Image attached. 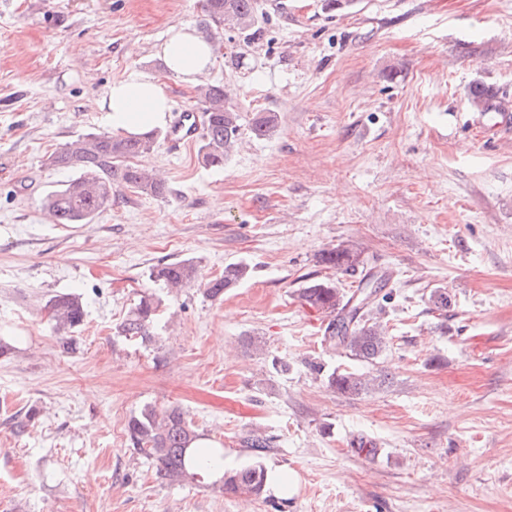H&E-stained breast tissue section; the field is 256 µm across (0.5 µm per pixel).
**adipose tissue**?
Segmentation results:
<instances>
[{"label":"adipose tissue","instance_id":"1","mask_svg":"<svg viewBox=\"0 0 512 512\" xmlns=\"http://www.w3.org/2000/svg\"><path fill=\"white\" fill-rule=\"evenodd\" d=\"M157 53L168 71L190 86L214 62L212 44L186 24L170 27ZM99 107L106 112L114 131L138 135L164 125L170 102L156 75L133 69L108 86Z\"/></svg>","mask_w":512,"mask_h":512}]
</instances>
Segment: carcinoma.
Segmentation results:
<instances>
[{
    "instance_id": "cac0c4a2",
    "label": "carcinoma",
    "mask_w": 512,
    "mask_h": 512,
    "mask_svg": "<svg viewBox=\"0 0 512 512\" xmlns=\"http://www.w3.org/2000/svg\"><path fill=\"white\" fill-rule=\"evenodd\" d=\"M206 25L217 30L228 28L250 35L258 25L256 0H203ZM197 98L203 105L207 130L198 146L202 163L221 167L234 151L239 137L240 115L226 101L222 86L206 83L197 88ZM278 117L274 112H256L251 132L258 139H268L277 131ZM158 136L151 131L139 136L87 133L52 153L47 159L51 168L68 169L77 176L50 192L45 208L58 224H87L98 213L112 206V190L130 187L138 193L162 198L167 193L164 181L131 163V159L149 151ZM318 263L342 274L360 275L357 287L344 289L331 279L310 278L296 290L304 306L327 319L323 341L336 352L365 362L377 359L387 347L385 327L372 317L379 297L384 293L388 278L377 276L367 268L362 253L341 242L322 250ZM250 267L243 262L224 266V273L205 282L204 294L211 300L224 297V291L245 280ZM197 269L189 260L166 264L152 272V278L170 289L186 287L195 282ZM161 301L151 295L142 297L127 313L118 328L127 339L147 341L158 315ZM46 309L55 331L60 335L63 351L76 350V332L83 324L85 305L73 294L51 297ZM386 376L353 371H333L326 376L327 386L339 393L356 396L385 383ZM127 436L133 450L150 461L159 479L168 484L200 481L202 474L224 459L220 448H195L200 439L187 420L184 411L172 406L158 411L150 404L132 415L127 423ZM267 472L256 462L239 469L227 470L222 489L232 493L260 496L264 492Z\"/></svg>"
}]
</instances>
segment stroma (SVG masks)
I'll return each instance as SVG.
<instances>
[{
	"instance_id": "35a3bbf8",
	"label": "stroma",
	"mask_w": 512,
	"mask_h": 512,
	"mask_svg": "<svg viewBox=\"0 0 512 512\" xmlns=\"http://www.w3.org/2000/svg\"><path fill=\"white\" fill-rule=\"evenodd\" d=\"M257 4L259 32H217L205 76L241 116L238 150L209 168L161 127L136 163L168 194L116 189L71 228L44 200L75 173L47 156L110 131L97 102L131 69L198 107L155 48L200 26L202 0H0V512H512V135L475 136L468 104L481 81L512 111V0ZM258 111L277 113L273 137L251 133ZM341 242L391 276L370 364L329 349L296 297L313 277L351 287L317 262ZM178 260L198 280L171 293L150 273ZM239 261L249 277L206 298ZM60 293L86 306L72 354L44 309ZM145 293L153 336L131 342L117 326ZM333 370L388 381L349 396ZM147 404L180 406L226 468L289 472L294 492L157 479L126 432Z\"/></svg>"
}]
</instances>
